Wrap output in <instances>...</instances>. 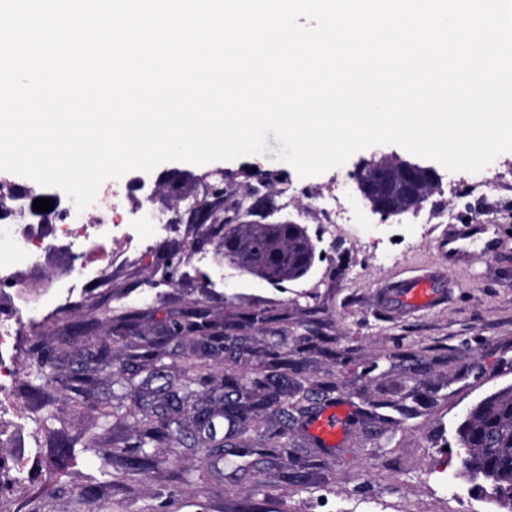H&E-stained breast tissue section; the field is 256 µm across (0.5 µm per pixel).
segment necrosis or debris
<instances>
[{
  "label": "necrosis or debris",
  "mask_w": 512,
  "mask_h": 512,
  "mask_svg": "<svg viewBox=\"0 0 512 512\" xmlns=\"http://www.w3.org/2000/svg\"><path fill=\"white\" fill-rule=\"evenodd\" d=\"M143 194L138 177L132 175L120 186L100 188L96 201L85 210H77L71 202L61 203L45 224L30 223L27 210L16 202L0 207V240L6 244V253L0 257V281L12 283L15 293H23L29 275L39 268L41 243L52 240L78 252L75 273L56 275L44 283L37 296L29 298V321L38 322L49 314L64 312L74 296L90 286L103 285L101 269L86 260L83 252L86 246L112 238L121 203Z\"/></svg>",
  "instance_id": "necrosis-or-debris-1"
}]
</instances>
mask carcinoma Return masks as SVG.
Instances as JSON below:
<instances>
[{"label": "carcinoma", "mask_w": 512, "mask_h": 512, "mask_svg": "<svg viewBox=\"0 0 512 512\" xmlns=\"http://www.w3.org/2000/svg\"><path fill=\"white\" fill-rule=\"evenodd\" d=\"M243 210L238 192H224V224H196L186 244L193 248L215 239L224 243V261L234 264L244 273L260 272L282 283L305 278L312 269L310 242L300 233L296 224H237ZM91 321L71 323L64 336L56 335L54 322L43 324L44 333L31 339L23 357L27 387L40 391L54 379L55 362L66 352L82 357L80 367L68 375L67 388L73 407L92 408L101 417L118 414L122 405L99 407L90 403L89 395L98 382L101 368L110 364V347L99 342L98 330L132 331L144 311H130L112 306V296L104 292L101 299L88 307ZM271 320L265 311H248L237 315V327L242 330L263 325ZM170 334L179 340L195 344L204 341L211 350L233 354L228 343L238 340L226 336L210 319V312L202 302L182 311L172 321ZM134 352L125 371L132 372L142 362L159 361L165 355L168 338L134 334ZM263 360L271 361L280 369L276 374L255 373L244 379L237 373L235 361L224 365V400L213 409H195L191 418L184 417L185 408L197 400L200 389L214 381L212 365L195 362L177 371L176 379L157 390L137 389L136 406L126 411L135 427V441L129 447L141 457L135 460L133 470L155 466L158 461L146 449L170 442L188 432L203 434L213 439L220 425L227 426L224 445L215 446L211 456L224 462L233 472L252 473L262 460L288 452L294 434L293 426L306 417L307 402L312 391L299 385L288 389V378L302 375L303 363L288 358V352L273 346L253 350ZM254 433L255 444L233 443L239 429ZM459 445L458 478L476 485L484 499L493 504L495 512H505L512 506V386L500 388L474 404L456 428ZM23 485V479L13 472L9 459L0 456V512H10L8 505ZM77 504L74 512H97L99 507L87 492L73 490Z\"/></svg>", "instance_id": "1"}]
</instances>
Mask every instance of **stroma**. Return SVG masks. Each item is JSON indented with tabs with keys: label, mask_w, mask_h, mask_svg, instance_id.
Here are the masks:
<instances>
[{
	"label": "stroma",
	"mask_w": 512,
	"mask_h": 512,
	"mask_svg": "<svg viewBox=\"0 0 512 512\" xmlns=\"http://www.w3.org/2000/svg\"><path fill=\"white\" fill-rule=\"evenodd\" d=\"M267 145V152L235 160L168 161L158 170L189 184L219 167L225 184L237 188L269 176L273 182L264 193L273 201L283 187L292 188L295 203L287 215L308 226L317 246L307 278L272 285L225 264L215 242L203 252H186L172 285L147 281L168 261L161 239L121 263L112 260L122 247L118 239L100 242L89 258L102 267L113 305L148 310L139 324L144 333L165 334L173 317L198 300L230 336L238 313L276 314V321L247 330L249 345L277 342L299 352L303 384L313 389L336 383V397L350 414L389 401L386 423L347 427L327 454L308 427H301L288 454L264 460L255 478L237 480L228 494L223 475L213 472L191 435L183 439L182 454L165 444L149 448L160 467L127 474L132 421L73 410L62 384L73 367L64 361L45 393H26L18 380L0 388V455L24 479L15 497L21 512H29L32 499L48 485L58 490L52 512H72L68 492L84 485L99 487L108 512H492L491 504L455 477V429L483 396L512 385V152L477 173L441 170L439 189L416 212L383 224L353 195L351 175L370 150L303 178L277 159L275 137ZM486 178L500 181L496 198L483 195L479 183ZM327 192L336 194L349 217L330 237L315 208L319 194ZM432 208L448 210L452 220L430 221ZM479 218L490 221L489 233L462 238L464 227ZM446 239L455 243L447 252L441 249ZM429 272L443 288L434 306L411 312L384 302V294L403 281ZM415 354L427 369L412 362ZM203 358L217 360L202 348L171 340L163 359L146 366L134 382L160 387L176 368ZM49 407L58 419L46 435L34 420Z\"/></svg>",
	"instance_id": "1"
}]
</instances>
